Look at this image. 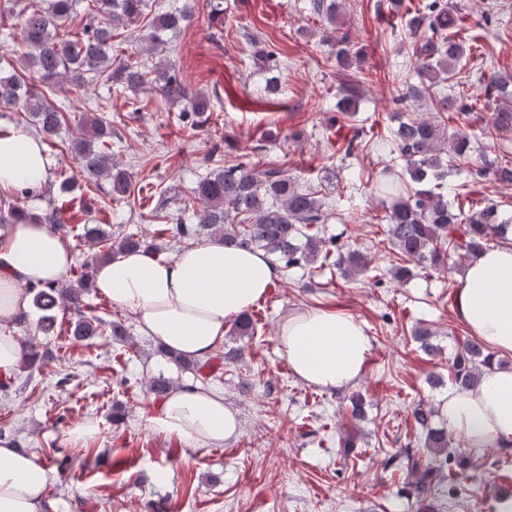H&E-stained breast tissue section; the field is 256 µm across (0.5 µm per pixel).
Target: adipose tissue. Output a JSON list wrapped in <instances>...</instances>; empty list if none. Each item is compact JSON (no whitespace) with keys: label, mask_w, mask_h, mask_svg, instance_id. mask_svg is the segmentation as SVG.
<instances>
[{"label":"adipose tissue","mask_w":512,"mask_h":512,"mask_svg":"<svg viewBox=\"0 0 512 512\" xmlns=\"http://www.w3.org/2000/svg\"><path fill=\"white\" fill-rule=\"evenodd\" d=\"M49 161L37 137L0 134V189L41 188ZM73 255L46 224L21 222L0 233V373L12 372L23 351L14 334L31 314L30 285L69 280ZM279 277L263 252L202 242L164 260L142 251L100 263L97 292L133 314L138 331L163 351L208 359L223 345L227 323L263 299ZM456 314L471 334L499 354H512V246L486 250L466 266ZM277 341L296 378L325 389L354 385L370 338L363 324L341 311L293 310ZM439 419L475 448L512 452V369L493 367L472 389L449 391ZM146 424L188 445L220 446L235 436L238 419L221 392L186 384L157 402ZM54 472L35 452L0 446V512H44Z\"/></svg>","instance_id":"obj_1"}]
</instances>
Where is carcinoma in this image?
Wrapping results in <instances>:
<instances>
[{
    "label": "carcinoma",
    "instance_id": "carcinoma-1",
    "mask_svg": "<svg viewBox=\"0 0 512 512\" xmlns=\"http://www.w3.org/2000/svg\"><path fill=\"white\" fill-rule=\"evenodd\" d=\"M94 10L83 17L78 14L77 0H45L39 5L33 0L15 13L20 28L22 57L34 70L37 79L25 80L13 64V59L0 57V105L12 106L27 117L35 131L45 137L58 135L66 122L65 111L53 104L41 90V85L56 79L67 81L75 90L76 99L86 91L90 76L104 79L111 86H120L132 92L149 88L172 100H188L190 109L180 114L181 122L195 129L208 120L211 98L204 93L192 92L176 68L165 60L150 67L142 63H122L112 67V30L118 25L132 23L144 15L145 0H93ZM391 8L406 18L411 33L423 32V38L412 45L413 55L419 64V82L404 80L399 102L431 101L433 111L448 113V119L457 123L467 120L476 109L477 101L459 103L436 90V86L456 78L465 55V47L454 38L455 30L462 27L465 19L448 8L444 0H421L409 8L403 0H390ZM336 0H312L311 11L325 17L331 24L336 21ZM80 21L82 27L74 40L59 39V29L65 23ZM191 20L185 9H169L153 16L149 27V42L154 50H163L172 36L181 31ZM335 60L338 66L350 65L351 47L348 34L335 38ZM498 98L502 105L495 109L492 127L499 133L512 131V76L496 73L488 77L484 99ZM86 131L72 138L68 150L79 164V176L86 182L107 180L112 194L127 198L134 193L130 174L112 163V124L100 116L86 119ZM441 125L427 119L410 118L400 122L394 136L382 138L379 143L389 152L396 153L405 161L406 175L380 184L379 190L391 202L385 207L381 220L387 224L390 243L398 250L399 263L392 274L404 280L413 276V267L434 268L443 257L455 254L469 258L483 251L493 241H507L512 236V217L505 218L498 205L486 199L467 201L462 204V193L454 195V203H448L442 181L448 175V165L443 156L462 161L467 157L469 139L457 133L448 141V149L439 147ZM475 177L494 183L512 184V161L491 162L479 168ZM422 188L409 194V182ZM203 204L197 222L188 224L178 219L171 227L173 236L181 241H197L202 237L231 245L238 249L263 250L277 262L287 267L317 259L324 241L317 225L324 223L322 204L316 192L277 169L256 171L243 162H225L209 169L193 189ZM70 201L52 204L44 212L33 215L41 224L53 227L65 222ZM87 234L97 239L99 251L84 271L78 273L76 283L69 285H34L29 288L33 305L42 312L37 330L48 332L54 324L56 309L65 303L81 308V297L92 285L93 273L100 260H108L128 251L143 250L161 254L167 249L164 243H147L135 235H124L115 241L90 228ZM337 263L345 266L348 273L367 269L368 256L358 250L338 253ZM102 321L79 317L74 323L72 335L82 339L95 335ZM168 360L176 367L193 369L200 373L211 372L218 366L211 360L201 362L178 354ZM494 364L491 353L479 340L466 341L455 355L450 378L461 391L475 387L485 369ZM173 380L164 375L154 378L150 393L160 400L170 393ZM413 419L424 434V447L437 452L448 447V430L433 423L435 410L417 406ZM406 468L421 472L417 493L427 495L438 491V485L451 477L435 474L422 465L421 458L406 455Z\"/></svg>",
    "mask_w": 512,
    "mask_h": 512
}]
</instances>
